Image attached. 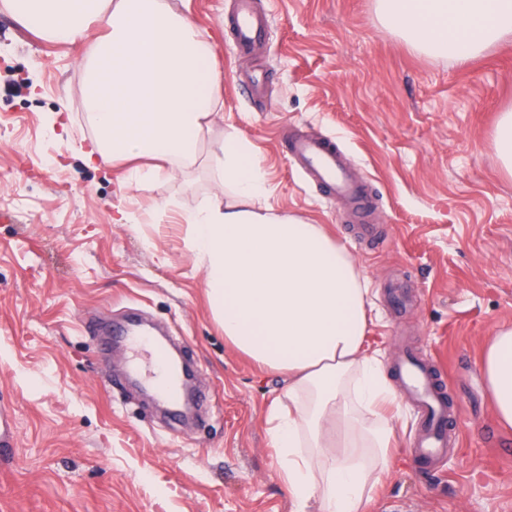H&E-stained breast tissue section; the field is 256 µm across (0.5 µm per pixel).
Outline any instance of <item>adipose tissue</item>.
<instances>
[{
    "instance_id": "adipose-tissue-1",
    "label": "adipose tissue",
    "mask_w": 512,
    "mask_h": 512,
    "mask_svg": "<svg viewBox=\"0 0 512 512\" xmlns=\"http://www.w3.org/2000/svg\"><path fill=\"white\" fill-rule=\"evenodd\" d=\"M415 49L460 62L512 36V0H374ZM45 40L83 38L87 164H127L126 182L218 173L223 204L185 215L211 313L228 344L285 386L266 410L294 512H369L389 472L397 395L365 347L368 279L324 225L268 206L266 171L237 132L211 140L223 109L212 47L174 0H0ZM99 33H92L96 21ZM481 370L499 422L512 426V327L489 337Z\"/></svg>"
}]
</instances>
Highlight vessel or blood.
Segmentation results:
<instances>
[{
  "mask_svg": "<svg viewBox=\"0 0 512 512\" xmlns=\"http://www.w3.org/2000/svg\"><path fill=\"white\" fill-rule=\"evenodd\" d=\"M233 43L238 51L252 53L266 42L267 13L256 10L253 0H237L228 20ZM280 140L297 168L329 195L344 199L355 217L362 236H369L372 203L366 184L349 169L342 147L328 136H311L283 130ZM123 340L135 356L147 357V364H132L131 370L154 387L158 397L172 409H180L184 393L178 376L166 355L159 351L152 336L144 330L123 333ZM399 377L421 417V435L416 444L413 466L429 473L448 453V382L433 365L414 356L399 364Z\"/></svg>",
  "mask_w": 512,
  "mask_h": 512,
  "instance_id": "1",
  "label": "vessel or blood"
}]
</instances>
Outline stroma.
<instances>
[{"mask_svg": "<svg viewBox=\"0 0 512 512\" xmlns=\"http://www.w3.org/2000/svg\"><path fill=\"white\" fill-rule=\"evenodd\" d=\"M176 2L221 69L214 136L252 143L268 203L326 225L365 272L369 351L391 373L411 347L449 374L460 437L442 471L413 469L418 413L400 402L370 512H512V427L480 370L488 337L512 326V174L491 145L512 108V40L462 64L383 28L374 0H255L270 16L259 59L233 48L235 0ZM81 50L0 10V397L16 423L0 512H292L265 422L284 379L225 343L179 217L224 191L207 166L131 188L123 167L87 166ZM260 67L259 100L243 80ZM284 125L340 143L384 247L359 242L345 202L303 180L277 141ZM394 285L410 304L393 318ZM133 309L186 346L209 396L198 419L170 420L125 382L126 347L97 331Z\"/></svg>", "mask_w": 512, "mask_h": 512, "instance_id": "obj_1", "label": "stroma"}]
</instances>
